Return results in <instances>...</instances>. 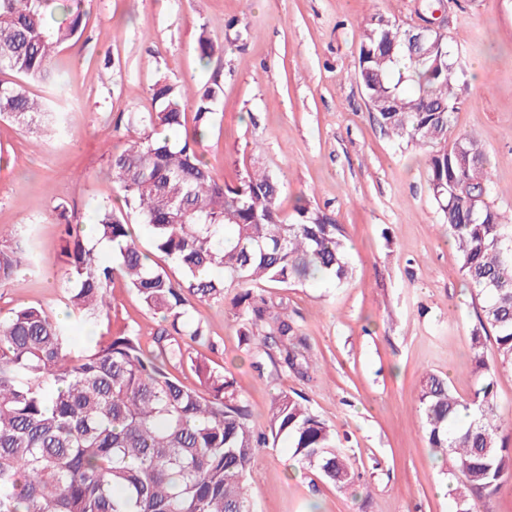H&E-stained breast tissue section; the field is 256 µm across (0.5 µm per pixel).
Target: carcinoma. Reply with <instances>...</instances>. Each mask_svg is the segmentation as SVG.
<instances>
[{"instance_id":"1","label":"carcinoma","mask_w":512,"mask_h":512,"mask_svg":"<svg viewBox=\"0 0 512 512\" xmlns=\"http://www.w3.org/2000/svg\"><path fill=\"white\" fill-rule=\"evenodd\" d=\"M83 0H0V118L37 134L61 137L63 113L51 104L62 84L58 49L84 27ZM358 76L371 110L394 139L428 158L430 197L447 224L460 271L480 304L471 336V399L458 400L448 379L425 377L419 403L429 447L452 457L461 474L457 504L496 492L512 476V424L495 414L499 369L512 367V215L491 205L488 157L475 137L455 131L464 81L448 39L373 15L359 47ZM34 83L46 89L35 97ZM220 93L195 95L193 138L176 144L161 130L184 126L188 89L167 81L151 88L155 110L131 113L111 171L121 207L98 211L96 239L112 244L113 263L86 246L83 228L57 207L65 257L67 304L75 317L98 321L109 288L126 280L143 305L169 327L154 338L157 356L181 360L182 341L208 342L190 317L197 302L224 299L249 328L267 323L259 281L284 287L313 280L337 285L352 274L343 225L307 203L290 221L279 209L280 188L266 171L245 170L234 184L217 182L195 145L210 128ZM149 228L154 250L180 271L171 275L136 243L127 210ZM32 265L20 242L0 248V281ZM268 335L284 364L310 368L305 341L287 318L272 319ZM496 356L483 351L486 336ZM155 356V357H157ZM140 340L111 335L93 349L76 347L68 328L41 308L0 316V512H254L249 465L257 449L288 443L291 459L340 490L360 474L336 433L298 393L270 404L267 432L256 434L235 383L196 358L200 392L185 385Z\"/></svg>"}]
</instances>
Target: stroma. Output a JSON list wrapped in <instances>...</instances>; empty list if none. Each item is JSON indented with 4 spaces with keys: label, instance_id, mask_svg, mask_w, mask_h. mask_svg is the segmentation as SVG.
Returning <instances> with one entry per match:
<instances>
[{
    "label": "stroma",
    "instance_id": "stroma-1",
    "mask_svg": "<svg viewBox=\"0 0 512 512\" xmlns=\"http://www.w3.org/2000/svg\"><path fill=\"white\" fill-rule=\"evenodd\" d=\"M86 27L55 57L65 96L66 138L36 141L0 121V244L27 238L39 274L20 269L0 284V315L20 306L65 312L64 262L55 209L88 224L117 196L109 161L129 114L150 112L164 79L221 93L199 149L217 182L265 167L280 182V209L303 200L342 224L353 274L284 288L260 282L270 315L293 321L317 367H284L280 343L244 341L229 301L200 302L193 319L209 341L191 345L173 372L198 387L193 358L232 378L266 427L283 392L304 395L335 429L361 475L336 489L299 469L286 445L257 449L254 512H457L456 470L437 458L421 427L425 373L449 378L468 400L476 378L471 336L477 301L459 271L446 226L428 192V150L393 141L357 77L364 25L379 14L418 22V0H85ZM465 72L457 132L484 145L494 192L512 212V0H449L444 29ZM224 47L203 61L198 39ZM163 327L122 279L101 325L72 322L76 346L129 332L144 348Z\"/></svg>",
    "mask_w": 512,
    "mask_h": 512
}]
</instances>
